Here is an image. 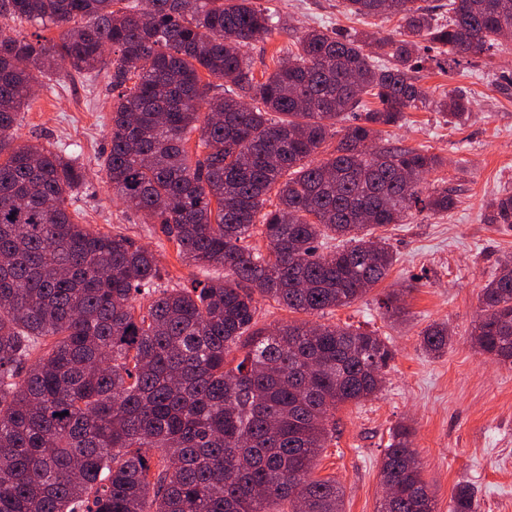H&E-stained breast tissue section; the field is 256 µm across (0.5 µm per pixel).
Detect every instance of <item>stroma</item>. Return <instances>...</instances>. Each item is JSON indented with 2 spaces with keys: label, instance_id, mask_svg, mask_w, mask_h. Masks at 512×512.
<instances>
[{
  "label": "stroma",
  "instance_id": "stroma-1",
  "mask_svg": "<svg viewBox=\"0 0 512 512\" xmlns=\"http://www.w3.org/2000/svg\"><path fill=\"white\" fill-rule=\"evenodd\" d=\"M289 26L288 32L245 49L256 79L286 56L292 31L361 28L342 0H257ZM111 66L35 87L14 131L18 144L39 142L76 152L87 170L78 190V221L105 233H122L154 253L161 287L223 277L210 267L182 262L160 225L144 223L109 189L101 163L110 149ZM432 98L454 89L474 99L468 122L450 126L431 107L406 112L391 128V143L423 147L444 166L426 176L427 190L445 187L456 197L448 213L417 214L385 234L397 258L388 277L349 306L314 316L317 324L351 325L388 339L395 357L376 397L340 406L336 432L315 461L313 474L333 477L344 488L343 512H377L382 496L380 462L392 429L413 431V448L434 495L437 512H448L457 486L473 487L477 512H512V364L492 360L476 347L472 329L482 288L502 260L512 258V226L487 223L489 199L512 194V38L493 54L453 63L446 53L420 74ZM410 286L408 320L391 325L382 301ZM447 323L451 342L442 354L420 346V333Z\"/></svg>",
  "mask_w": 512,
  "mask_h": 512
}]
</instances>
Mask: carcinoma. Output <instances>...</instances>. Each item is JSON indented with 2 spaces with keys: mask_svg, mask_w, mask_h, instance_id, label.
I'll return each mask as SVG.
<instances>
[{
  "mask_svg": "<svg viewBox=\"0 0 512 512\" xmlns=\"http://www.w3.org/2000/svg\"><path fill=\"white\" fill-rule=\"evenodd\" d=\"M425 2L343 0L357 17H399V36L301 31L259 82L241 47L276 26L255 0H0V17L59 30L33 42L0 26V512H342L343 488L312 463L336 408L380 391L392 348L350 325L258 329L254 294L309 315L346 307L389 275L383 229L455 205L446 187L421 189L441 156L379 140L421 105L468 119L466 94L434 99L418 73L431 47L489 56L512 0H448L444 22ZM109 48L107 182L221 279L159 288L152 252L75 220L78 158L13 142L39 78L93 72ZM349 112L360 123L317 158ZM258 217L264 253L246 245ZM486 220L512 224V194ZM386 316H406L401 294ZM473 336L512 362V258L482 288ZM450 341L445 323L421 332L429 354ZM410 435L392 429L378 512H436ZM475 509L458 486L452 512Z\"/></svg>",
  "mask_w": 512,
  "mask_h": 512,
  "instance_id": "obj_1",
  "label": "carcinoma"
}]
</instances>
